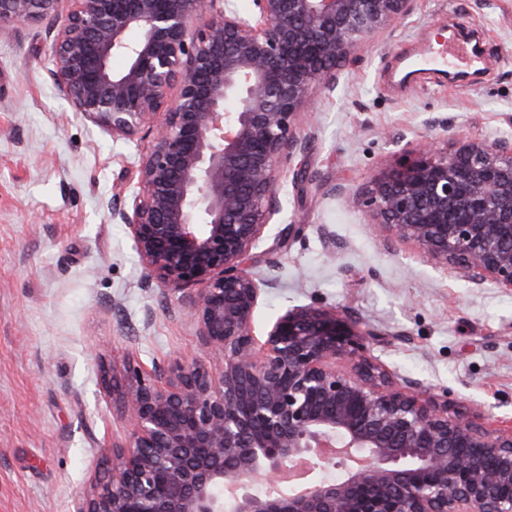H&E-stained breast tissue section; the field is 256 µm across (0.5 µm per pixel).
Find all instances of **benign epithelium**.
Returning <instances> with one entry per match:
<instances>
[{"label":"benign epithelium","mask_w":512,"mask_h":512,"mask_svg":"<svg viewBox=\"0 0 512 512\" xmlns=\"http://www.w3.org/2000/svg\"><path fill=\"white\" fill-rule=\"evenodd\" d=\"M58 2L0 0V31L43 22ZM68 2L48 29L58 95L114 137H152L112 221L148 279L170 295L198 286L200 346L224 356L216 378L195 354L149 369L123 359L112 391L126 443L74 512H512V428L450 414L419 382L393 386L350 312L289 309L259 350L252 334L247 259L279 212L295 126L410 0H253L249 14L235 0ZM352 203L385 242L512 288L511 142L427 144Z\"/></svg>","instance_id":"obj_1"}]
</instances>
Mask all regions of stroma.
I'll return each instance as SVG.
<instances>
[{
	"label": "stroma",
	"instance_id": "obj_1",
	"mask_svg": "<svg viewBox=\"0 0 512 512\" xmlns=\"http://www.w3.org/2000/svg\"><path fill=\"white\" fill-rule=\"evenodd\" d=\"M463 28L480 35L477 70L400 81L404 54ZM52 63L46 23L0 32V512H72L124 444L121 406L101 384L113 352L148 366L196 350L212 375L224 367L107 208L131 196L150 138L72 112ZM336 73L296 128L305 148L248 260L261 288L253 334L290 308L349 309L377 333L368 355L394 385L417 380L447 393L449 411L511 424L512 289L473 287L414 245L386 244L347 200L426 141L512 139V0H412ZM289 224L301 233L277 241Z\"/></svg>",
	"mask_w": 512,
	"mask_h": 512
}]
</instances>
